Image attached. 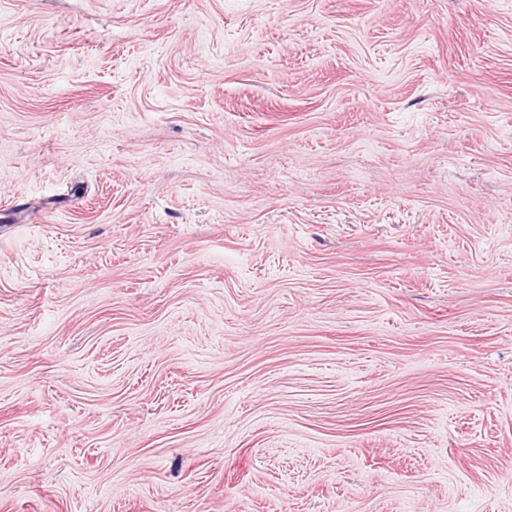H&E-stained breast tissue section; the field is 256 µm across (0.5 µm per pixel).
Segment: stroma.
<instances>
[{
	"instance_id": "obj_1",
	"label": "stroma",
	"mask_w": 512,
	"mask_h": 512,
	"mask_svg": "<svg viewBox=\"0 0 512 512\" xmlns=\"http://www.w3.org/2000/svg\"><path fill=\"white\" fill-rule=\"evenodd\" d=\"M0 512H512V0H0Z\"/></svg>"
}]
</instances>
